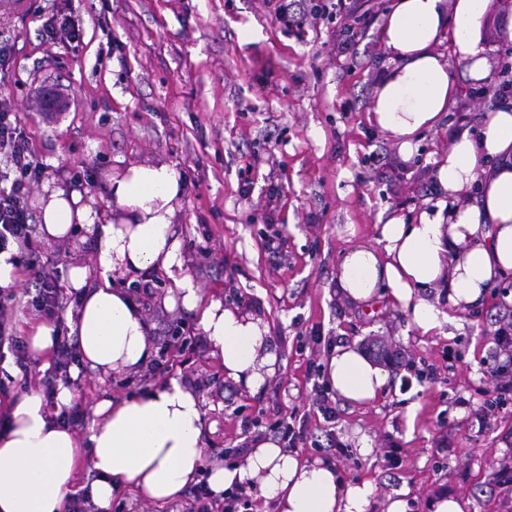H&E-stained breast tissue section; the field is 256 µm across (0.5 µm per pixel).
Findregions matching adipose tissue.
Segmentation results:
<instances>
[{
    "label": "adipose tissue",
    "instance_id": "1",
    "mask_svg": "<svg viewBox=\"0 0 512 512\" xmlns=\"http://www.w3.org/2000/svg\"><path fill=\"white\" fill-rule=\"evenodd\" d=\"M491 0H395L378 34L390 53L374 90L370 120L395 139L400 155L435 127L454 103L458 87L442 41L469 62L473 77L486 75L480 42ZM435 195L417 217H390L376 244L344 251L337 283L357 305L376 294L403 308L420 335L441 332L452 313L481 302L488 284L512 272V110L485 113L478 132L455 128L447 154L434 170ZM477 189V201L467 192ZM108 190L118 220L95 222L81 193L45 187L39 232L48 242L85 229L96 254L93 265L71 267L68 293L80 308L70 328L80 365L101 375H135L147 365L153 340L145 318L115 276L154 271L172 282L185 311L200 327L225 380L257 393L277 371L269 327L262 315L226 307L204 295L183 274L182 243L174 229L182 185L168 165H136ZM325 382L354 406L374 402L388 373L353 345L330 349ZM84 435H76L45 406L39 392L0 400V512H69L74 470L88 460L96 474L90 496L100 512L130 490L149 502H168L207 480L214 494L244 479L255 480L274 512H369L376 486L342 481L334 466L309 461L279 440L254 441L242 462L204 469L201 404L186 381L172 378L136 396L94 403Z\"/></svg>",
    "mask_w": 512,
    "mask_h": 512
}]
</instances>
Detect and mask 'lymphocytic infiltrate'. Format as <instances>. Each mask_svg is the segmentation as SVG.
I'll list each match as a JSON object with an SVG mask.
<instances>
[{
	"mask_svg": "<svg viewBox=\"0 0 512 512\" xmlns=\"http://www.w3.org/2000/svg\"><path fill=\"white\" fill-rule=\"evenodd\" d=\"M46 170L30 144L29 135L11 101L0 98V251L15 243L25 253L23 267L33 291L31 303L41 317L54 319L63 312L58 275L47 272L40 259L41 246L32 235L28 207L31 183ZM244 493L222 500L213 498L206 481H199L185 495L184 512H243Z\"/></svg>",
	"mask_w": 512,
	"mask_h": 512,
	"instance_id": "obj_1",
	"label": "lymphocytic infiltrate"
}]
</instances>
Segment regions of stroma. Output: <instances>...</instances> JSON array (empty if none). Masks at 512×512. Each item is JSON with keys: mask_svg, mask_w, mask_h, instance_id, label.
I'll list each match as a JSON object with an SVG mask.
<instances>
[{"mask_svg": "<svg viewBox=\"0 0 512 512\" xmlns=\"http://www.w3.org/2000/svg\"><path fill=\"white\" fill-rule=\"evenodd\" d=\"M393 2L374 0L377 19L341 12L299 34L276 23L278 0H0V42L14 46L0 96L10 98L47 166L43 182L30 186L32 216L44 182L78 190L105 216L108 177L140 164L175 168L186 274L226 306L263 313L278 355L276 374L258 393L225 380L191 316L168 304V279L157 275L151 297L140 301L151 334L160 343L184 329L192 353L171 367L158 356L155 369L131 382L83 373L82 410L102 394L125 398L178 375L204 411L205 466L238 461L240 445L297 417L308 432L300 455L333 464L343 481L372 480L371 512H384L400 492L407 512H433L443 493L468 501V512H512L497 478L512 468V400L490 410L487 428L471 414L493 399L492 374L507 361L495 331L512 322V275L493 283L481 305L457 313L449 336L417 335L386 297L358 307L337 284L343 251L374 241L391 214L425 208L450 124L478 127L495 105L493 78L512 47V0H492L485 78L470 77L440 44L458 98L401 156L369 121L389 64L381 17ZM60 9L83 29L81 41L44 40L43 22ZM48 90L60 93L64 111L43 109ZM42 260L64 275L92 265L94 250L78 232L43 243ZM27 287L21 273L0 288L21 337L35 319ZM314 335L324 344L313 345ZM373 342L401 352L402 365L390 368L379 399L363 407L336 400L335 421H325L314 400L330 345ZM363 436L374 448L367 456L358 451ZM331 438L344 454L326 452Z\"/></svg>", "mask_w": 512, "mask_h": 512, "instance_id": "35a3bbf8", "label": "stroma"}]
</instances>
